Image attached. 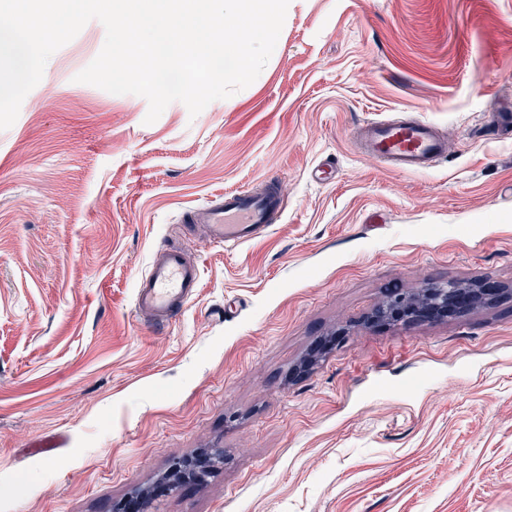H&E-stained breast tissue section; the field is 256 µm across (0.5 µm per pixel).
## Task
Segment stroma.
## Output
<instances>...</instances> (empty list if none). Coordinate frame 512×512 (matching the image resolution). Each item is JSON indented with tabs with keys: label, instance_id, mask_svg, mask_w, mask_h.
<instances>
[{
	"label": "stroma",
	"instance_id": "35a3bbf8",
	"mask_svg": "<svg viewBox=\"0 0 512 512\" xmlns=\"http://www.w3.org/2000/svg\"><path fill=\"white\" fill-rule=\"evenodd\" d=\"M105 36L90 20L0 130V512H512V0H290L251 85L151 124L75 82ZM396 118L447 157L357 153ZM237 188L281 195L268 234L184 223ZM161 248L201 284L153 326ZM448 280L497 290L371 321ZM356 140L364 156L402 171L425 168L447 154L446 141L422 122L366 123Z\"/></svg>",
	"mask_w": 512,
	"mask_h": 512
}]
</instances>
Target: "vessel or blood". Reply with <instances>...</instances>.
Returning <instances> with one entry per match:
<instances>
[{
    "mask_svg": "<svg viewBox=\"0 0 512 512\" xmlns=\"http://www.w3.org/2000/svg\"><path fill=\"white\" fill-rule=\"evenodd\" d=\"M356 140L364 156L402 171L427 167L447 154L446 141L422 122L366 123L358 128ZM281 209L278 194L235 189L189 209L186 220L203 225L210 242L239 245L267 233L273 214ZM199 285L200 270L194 261L181 252L159 250L139 281L136 314L155 325L166 323L193 299Z\"/></svg>",
    "mask_w": 512,
    "mask_h": 512,
    "instance_id": "vessel-or-blood-1",
    "label": "vessel or blood"
}]
</instances>
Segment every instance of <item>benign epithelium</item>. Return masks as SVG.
Returning a JSON list of instances; mask_svg holds the SVG:
<instances>
[{
	"mask_svg": "<svg viewBox=\"0 0 512 512\" xmlns=\"http://www.w3.org/2000/svg\"><path fill=\"white\" fill-rule=\"evenodd\" d=\"M481 298L480 290L472 288L468 284L455 281L432 282L416 294L404 295L399 293L392 296L390 300L374 310L372 318L376 321L389 320L396 312L404 309L406 310L404 318L410 319L424 305L439 308L452 307L461 310L467 304L477 302Z\"/></svg>",
	"mask_w": 512,
	"mask_h": 512,
	"instance_id": "obj_1",
	"label": "benign epithelium"
}]
</instances>
